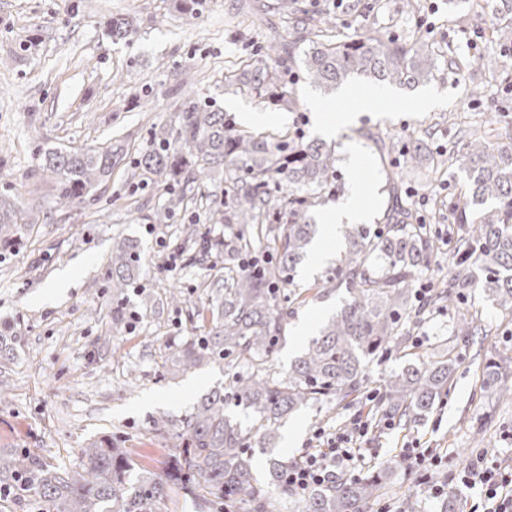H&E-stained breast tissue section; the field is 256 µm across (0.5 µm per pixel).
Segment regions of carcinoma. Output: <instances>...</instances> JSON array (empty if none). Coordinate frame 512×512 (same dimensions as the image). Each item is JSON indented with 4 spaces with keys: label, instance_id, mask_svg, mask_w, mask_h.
Here are the masks:
<instances>
[{
    "label": "carcinoma",
    "instance_id": "cac0c4a2",
    "mask_svg": "<svg viewBox=\"0 0 512 512\" xmlns=\"http://www.w3.org/2000/svg\"><path fill=\"white\" fill-rule=\"evenodd\" d=\"M273 14L293 16L288 41L268 44L251 61L225 67L224 85L264 104L293 103V81L302 77L320 87L340 85L352 76L413 87L434 77L437 57L426 40L407 41L378 33L343 40L336 22L316 18L298 0L263 5ZM133 22H106L114 41L126 39ZM128 149L107 143L97 148L46 149L38 168L52 178L58 207L93 204L101 182ZM448 163L466 177L463 199L448 207L456 230L448 243L405 216L373 232L342 231L344 249L336 265L309 290L322 296L341 291L336 313L307 344L285 374L267 363L284 335L288 315L306 301L296 291L297 266L316 233L310 210L344 191L338 159L330 146L305 133H261L243 129L214 105L190 102L177 123L152 131L132 168L167 186L170 215L191 206L203 209L211 224L224 225V292L201 305L203 335L176 346L172 355L186 371L224 365L228 383L204 395L183 421L184 442L162 473L137 472L128 451L111 440L81 448L78 470L52 466L24 450L0 454V488L34 512H162L178 485L208 512L238 507L244 512H276L278 500L294 495L288 469L299 459H272L267 483L256 479V453L275 447L282 420L301 407L332 398L340 405L359 399L375 358L402 355L408 365L382 377L375 398L362 408L378 422L406 428L444 402L457 365L484 328L475 317L448 325L441 354L432 361L408 352L416 325L425 314L463 304L477 294L512 315V143H492L472 133L448 148ZM224 171V187L190 197L175 192L187 184L207 186L209 173ZM31 231L23 211L0 196V245L11 247ZM455 252L448 279L419 306L415 289L431 257L443 248ZM260 251L271 259L253 268L244 260ZM141 256L128 239L112 243L109 278L120 298L138 279ZM483 388L512 396V355L503 350L486 363ZM253 420L242 427L226 411L229 401ZM379 476L349 480L334 476L309 496L310 512H366L379 498Z\"/></svg>",
    "mask_w": 512,
    "mask_h": 512
}]
</instances>
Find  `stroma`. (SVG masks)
Returning <instances> with one entry per match:
<instances>
[{
  "instance_id": "1",
  "label": "stroma",
  "mask_w": 512,
  "mask_h": 512,
  "mask_svg": "<svg viewBox=\"0 0 512 512\" xmlns=\"http://www.w3.org/2000/svg\"><path fill=\"white\" fill-rule=\"evenodd\" d=\"M262 2L206 0L196 13L177 10L173 0H0V192L14 196L33 224L14 248L0 250V346L10 350L0 362V380L9 385L0 399V453L26 449L53 466L75 468L84 444L109 436L131 451L139 468L159 473L181 443L183 419L224 383L218 365L167 371L171 346L198 332L188 317L191 307L224 282L223 225L199 223L196 238L184 242L178 230L196 221L197 210L158 219L164 184L130 178L123 164L102 185L98 204L58 210L52 183L36 166L38 147H96L111 139L142 147L153 127L170 124L181 111L176 75L183 71L200 100L236 119L252 113L247 128H300L311 137L319 134L314 113L330 117L355 109L358 91L371 96L372 107L331 145L346 191L357 192L368 212L365 225L374 229L386 223L396 199L405 200L413 216L426 217L434 202L456 199L464 184L461 170L432 173L420 166L405 171L397 193H390L384 169L401 166L406 144L422 140L436 156L461 141L460 128L446 120L451 112L468 123L495 110L512 123V51L490 34L512 24L502 0H485L483 10L467 0L456 7L420 0L415 14L403 11L402 0H299L312 13L333 11L346 38L374 26L433 41L440 69L414 87L356 78L320 89L301 80L294 86V111L264 106L224 85L228 62L257 54L267 38L288 37L282 20L269 28L254 25ZM113 16L134 22L125 41L105 34ZM448 47L460 58L479 54L480 70L449 66ZM478 82L484 90L477 96L472 87ZM146 94L153 99L149 112L136 104ZM380 137L392 144L385 160L375 145ZM118 238L138 244L142 273L125 295L131 317L117 331L108 271ZM171 288L182 291L186 305L168 304ZM336 303L333 294L311 296L296 310L272 358L276 371H287ZM469 308L481 314L490 334L465 355L448 399L409 428L384 431L361 470L365 477L382 474L380 500L394 512H444L442 500L430 499L407 471L400 453L405 444L417 441L462 461L476 456L471 432L483 423L496 443L495 457L512 459V399L496 400L482 387L483 367L512 336V320L479 297ZM331 406L324 400L283 420L282 429L295 426L299 433L294 443L279 440L276 454L304 455L316 430L334 432L353 415L349 409L332 413ZM160 418L167 427L158 432L153 422Z\"/></svg>"
}]
</instances>
